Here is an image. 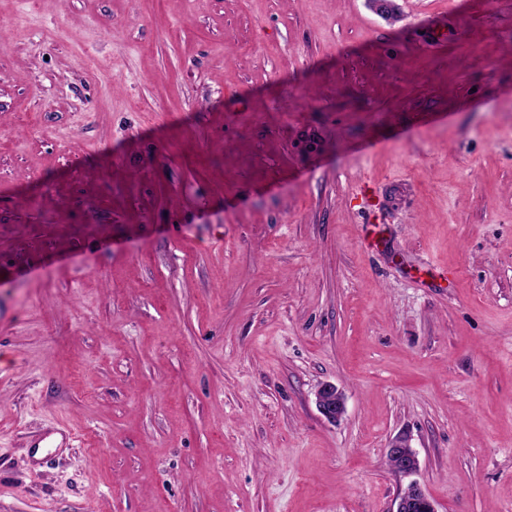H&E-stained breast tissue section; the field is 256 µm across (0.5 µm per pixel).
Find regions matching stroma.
I'll use <instances>...</instances> for the list:
<instances>
[{
    "mask_svg": "<svg viewBox=\"0 0 512 512\" xmlns=\"http://www.w3.org/2000/svg\"><path fill=\"white\" fill-rule=\"evenodd\" d=\"M398 5L0 0V512H512V0ZM316 406L319 413L330 423L339 421L346 409L343 393L330 382H325L318 387ZM388 455L396 458L395 471L400 476L409 477L417 471L418 457L407 435H399L391 440L388 446ZM396 502V510L393 512H412L417 507L424 509L426 512H437L434 503L416 481H410L405 486Z\"/></svg>",
    "mask_w": 512,
    "mask_h": 512,
    "instance_id": "stroma-1",
    "label": "stroma"
}]
</instances>
